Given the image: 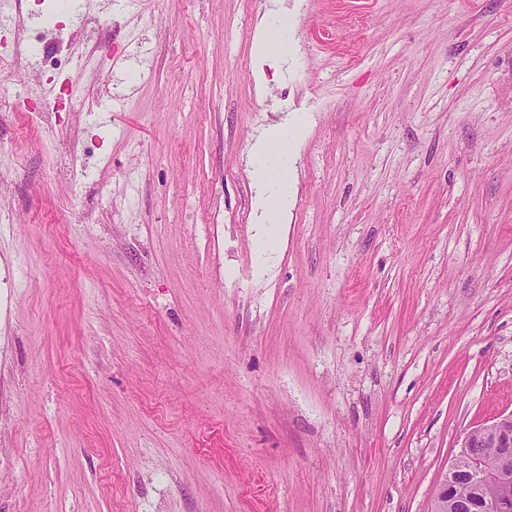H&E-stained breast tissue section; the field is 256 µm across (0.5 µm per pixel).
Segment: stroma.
Returning a JSON list of instances; mask_svg holds the SVG:
<instances>
[{
    "instance_id": "stroma-1",
    "label": "stroma",
    "mask_w": 512,
    "mask_h": 512,
    "mask_svg": "<svg viewBox=\"0 0 512 512\" xmlns=\"http://www.w3.org/2000/svg\"><path fill=\"white\" fill-rule=\"evenodd\" d=\"M78 2L0 109V512H431L512 414V0ZM303 127V124L301 122L295 123L291 127H288V125L283 128L282 130L278 131L276 134H274L266 143L262 144L257 151L261 152L263 151L267 145L269 144H280V149L283 152L282 158L285 162H288V157L291 152V147L293 143L294 133L299 131L301 132V128ZM258 179L267 184L269 187L272 183H275L278 186L280 197L279 207L278 205L274 206L269 202L268 197H265L262 200V207L264 209L266 218L269 224H276L279 218L287 211L288 209V180L285 178L281 171L273 172L258 168L257 171ZM278 208V209H277Z\"/></svg>"
}]
</instances>
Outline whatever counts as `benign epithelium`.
<instances>
[{
    "instance_id": "obj_1",
    "label": "benign epithelium",
    "mask_w": 512,
    "mask_h": 512,
    "mask_svg": "<svg viewBox=\"0 0 512 512\" xmlns=\"http://www.w3.org/2000/svg\"><path fill=\"white\" fill-rule=\"evenodd\" d=\"M496 450L487 466L480 449ZM467 485L472 494L462 496ZM512 512V414L494 418L469 431L456 458L440 475L431 512Z\"/></svg>"
}]
</instances>
